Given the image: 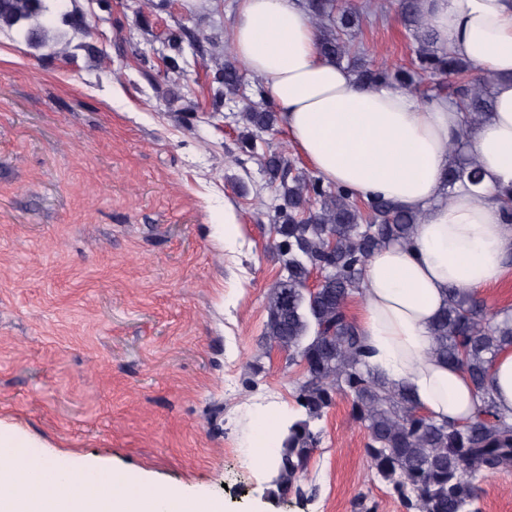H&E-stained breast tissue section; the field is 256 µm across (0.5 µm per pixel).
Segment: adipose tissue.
Masks as SVG:
<instances>
[{
  "label": "adipose tissue",
  "mask_w": 512,
  "mask_h": 512,
  "mask_svg": "<svg viewBox=\"0 0 512 512\" xmlns=\"http://www.w3.org/2000/svg\"><path fill=\"white\" fill-rule=\"evenodd\" d=\"M421 9L439 44L500 76L495 108L471 143L481 181L449 192L443 178L461 112L445 99L360 85L345 64L323 54L301 0H239L231 49L261 81L287 142L323 183L420 215L412 244H388L368 259L354 316L374 369L409 386L425 414L462 421L478 399L461 371L434 355L432 323L449 289L479 291L512 276V225L500 206L512 195V0H422ZM0 512L218 507L120 474L104 483L86 474L77 491L53 468L23 458L0 472Z\"/></svg>",
  "instance_id": "obj_1"
}]
</instances>
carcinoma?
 Here are the masks:
<instances>
[{
	"label": "carcinoma",
	"mask_w": 512,
	"mask_h": 512,
	"mask_svg": "<svg viewBox=\"0 0 512 512\" xmlns=\"http://www.w3.org/2000/svg\"><path fill=\"white\" fill-rule=\"evenodd\" d=\"M62 22L76 32L88 29L84 15L61 0ZM405 29L416 43L418 64L391 69L369 65L350 49L348 29L356 18L346 0H306L318 27L321 48L346 63L364 86L395 85L422 99L444 96L463 113V126L452 144L454 162L446 186L464 178L481 180L466 149L480 122L494 109L498 76L473 66L443 46L425 23L419 0H400ZM49 0H0V30H14L31 46L46 42L42 18ZM215 80L224 98L241 94L243 74L231 59L217 68ZM246 152L255 154L257 133L274 131L277 115L262 106L243 112ZM277 183L273 248L281 265L266 297L267 321L262 344L288 353V365L303 366L296 381V402L303 417L288 422L273 449L276 484L283 492L303 494L298 484L320 442L314 423L338 397L350 401L351 415L368 433L365 449L376 474L391 485L407 512H478L480 481L512 470V414L492 398L493 362L512 347V308L493 313L475 293L452 288L432 329L435 354L470 380L480 404L464 423L438 422L421 412L408 388L387 381L368 362L364 336L347 306L361 289L368 258L390 243L411 242L419 216L383 198L364 202L341 187H330L309 174H291L288 160L264 156ZM325 271L315 289L308 286L314 268Z\"/></svg>",
	"instance_id": "carcinoma-1"
}]
</instances>
